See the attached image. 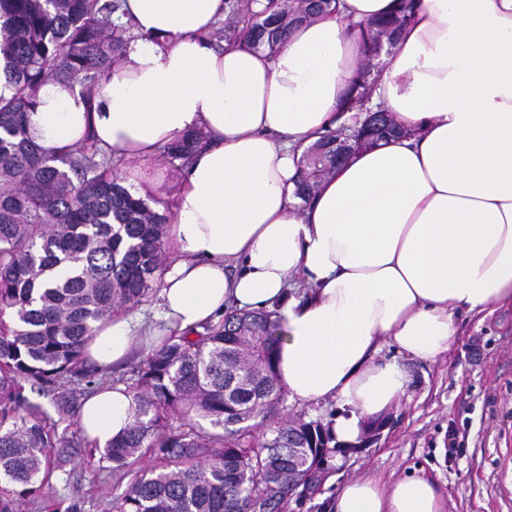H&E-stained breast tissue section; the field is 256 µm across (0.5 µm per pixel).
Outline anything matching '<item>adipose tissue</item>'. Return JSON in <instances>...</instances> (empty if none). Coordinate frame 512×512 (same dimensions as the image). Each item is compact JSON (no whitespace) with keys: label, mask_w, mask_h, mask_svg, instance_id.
Returning a JSON list of instances; mask_svg holds the SVG:
<instances>
[{"label":"adipose tissue","mask_w":512,"mask_h":512,"mask_svg":"<svg viewBox=\"0 0 512 512\" xmlns=\"http://www.w3.org/2000/svg\"><path fill=\"white\" fill-rule=\"evenodd\" d=\"M396 4L339 0L271 56L208 41L224 0H124L138 37L99 92L42 87L28 131L58 153L91 138L142 162L189 130L206 135L180 173L178 258L154 315L162 329L139 334L127 315L97 323L91 361H122L230 309L274 311L287 330L278 373L290 400L338 401L331 431L354 445L404 395L401 357L436 360L457 340L458 315L512 308V0H419L372 95L412 137L356 153L305 207L293 195L306 149L336 126L358 73V23ZM385 344L397 357L377 359ZM133 408L124 386H106L78 425L103 447ZM334 512L446 506L425 475L362 476L342 486Z\"/></svg>","instance_id":"obj_1"}]
</instances>
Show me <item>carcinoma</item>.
Here are the masks:
<instances>
[{
  "instance_id": "carcinoma-1",
  "label": "carcinoma",
  "mask_w": 512,
  "mask_h": 512,
  "mask_svg": "<svg viewBox=\"0 0 512 512\" xmlns=\"http://www.w3.org/2000/svg\"><path fill=\"white\" fill-rule=\"evenodd\" d=\"M243 22L233 45L274 54L294 25L336 12V0H292L269 16L254 0H224ZM417 0L361 26L366 70L347 91L346 112L375 111L383 43L412 19ZM120 0H0V49L14 86L0 96V512L43 493L65 444L44 413H20L25 385H97L84 359L94 324L130 311L153 293L167 249L159 212L112 171V154L89 141L50 153L29 137L43 85L80 82L90 96L122 59L132 25L117 24ZM337 129L305 155L295 195L302 201L336 168ZM196 131L163 147L181 169ZM284 329L275 312L227 311L215 323L168 336L135 366L128 389L134 420L108 444L112 475L133 478L112 512H285L288 494L316 493L325 473L302 466L294 433L307 422L284 415L277 376ZM206 420L205 428L201 421Z\"/></svg>"
}]
</instances>
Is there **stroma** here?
<instances>
[{
	"label": "stroma",
	"instance_id": "35a3bbf8",
	"mask_svg": "<svg viewBox=\"0 0 512 512\" xmlns=\"http://www.w3.org/2000/svg\"><path fill=\"white\" fill-rule=\"evenodd\" d=\"M113 169L134 192L151 181L149 205L173 206L179 174L161 158L130 163L117 155ZM458 328L449 354L433 362L405 360L406 391L379 437L334 452L321 490L290 500L288 512H331L349 479L373 474L390 480L415 471L438 485L446 512H512V309L460 318ZM23 394L68 439L60 451L65 464L45 494L60 512H112L114 482L101 450L81 435L74 418L58 412L65 389L28 387Z\"/></svg>",
	"mask_w": 512,
	"mask_h": 512
}]
</instances>
